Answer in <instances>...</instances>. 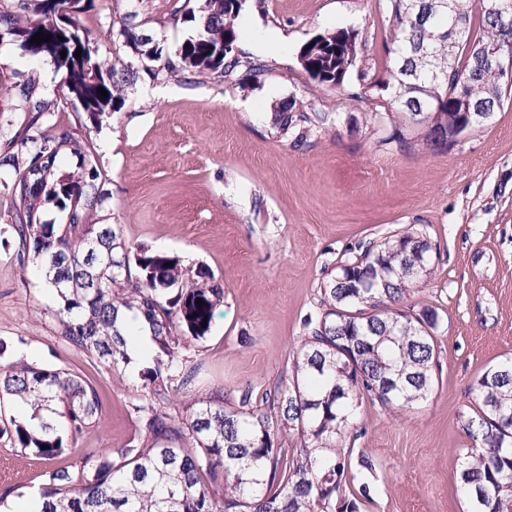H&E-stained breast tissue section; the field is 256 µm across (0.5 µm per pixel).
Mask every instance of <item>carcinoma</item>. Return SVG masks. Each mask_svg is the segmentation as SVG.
<instances>
[{
	"instance_id": "carcinoma-1",
	"label": "carcinoma",
	"mask_w": 512,
	"mask_h": 512,
	"mask_svg": "<svg viewBox=\"0 0 512 512\" xmlns=\"http://www.w3.org/2000/svg\"><path fill=\"white\" fill-rule=\"evenodd\" d=\"M81 2L9 0L0 5V40L50 59L61 73L63 100L100 125L123 105L130 72L99 56L79 22ZM386 2L390 29L380 77L357 67L359 43L344 29L303 46V70L336 88L357 71L356 99L394 125L388 142L404 153L419 145L439 152L434 138L481 127L500 110L504 80L488 51L512 42V27L490 9L491 0H459L453 20L440 0H416L412 9L407 0ZM242 9L204 0L198 32L173 58L157 51L149 72L183 69L204 81L216 76L232 83L243 68L251 81H261L269 65L245 61L237 49ZM135 17L128 14L120 28L132 47L147 39ZM450 24L458 38L452 46ZM37 33L51 39L34 42ZM36 91L34 83H9L0 73V96L22 111L0 152V168L14 170L12 181L0 180L9 200L0 234L23 271L46 278L53 305L43 314L63 343L120 378L128 364L126 336L134 335L119 326L121 312L134 313L153 342L130 404L135 432L125 447L104 451L81 447L101 422L92 383L60 366L14 360L0 341V398L33 408L29 417L19 413L3 422L0 438L49 464L31 492L41 503L38 512H360L370 488L353 489L351 449L343 447L359 407L366 400L409 407L434 385L436 314L426 309L416 316L400 306L432 274L430 241L406 231L336 266L323 285L324 308L303 319L306 336L291 374L261 400L246 389L230 404L210 396L181 414L172 410V397L191 391L190 353L210 332L224 289L98 218L110 198L100 156L77 127L50 122L60 102ZM334 120L331 112H290L286 103L272 114L284 137L296 131L302 138ZM65 155L75 159L70 172L60 171ZM49 206L66 213V222L45 219ZM471 390L475 400L461 421L474 450L457 473L465 512H512V356L488 366ZM20 488L0 478V507L24 496Z\"/></svg>"
}]
</instances>
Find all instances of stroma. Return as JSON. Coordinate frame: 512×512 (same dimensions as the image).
Returning <instances> with one entry per match:
<instances>
[{
  "label": "stroma",
  "instance_id": "35a3bbf8",
  "mask_svg": "<svg viewBox=\"0 0 512 512\" xmlns=\"http://www.w3.org/2000/svg\"><path fill=\"white\" fill-rule=\"evenodd\" d=\"M202 3L90 0L79 15L102 57L136 74L112 119L80 129L107 179L104 215L127 239L203 269L224 288L191 357L192 397L245 388L262 395L287 376L302 319L320 310L338 261L408 230L426 235L437 249L434 273L405 305L438 316L434 389L411 408L364 404L362 435L346 445L353 459L374 465L356 472L371 488L361 512H464L456 476L472 443L460 416L479 372L512 356V95L491 123L447 151L409 154L387 144L389 126L352 98L356 79L320 85L297 59L308 41L345 28L363 43V64L382 63L385 0H247L238 45L269 63L262 82L149 75L147 57L119 34L124 17L135 13L171 54L197 32ZM7 47L11 59L0 70L59 99L53 62L12 41ZM285 100L338 121L300 140L280 136L270 118ZM48 301L39 279L23 278L12 247L0 245V340L90 380L102 421L83 445L123 447L134 431L133 387L59 340L40 313Z\"/></svg>",
  "mask_w": 512,
  "mask_h": 512
}]
</instances>
